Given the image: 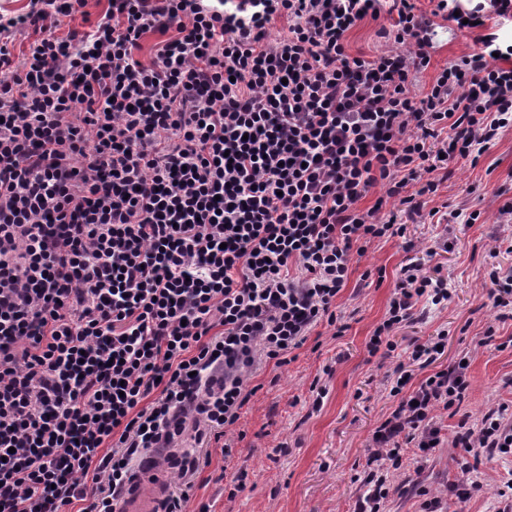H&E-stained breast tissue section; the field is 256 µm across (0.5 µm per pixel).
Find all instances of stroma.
Listing matches in <instances>:
<instances>
[{
  "label": "stroma",
  "mask_w": 512,
  "mask_h": 512,
  "mask_svg": "<svg viewBox=\"0 0 512 512\" xmlns=\"http://www.w3.org/2000/svg\"><path fill=\"white\" fill-rule=\"evenodd\" d=\"M434 67L479 51L472 36L444 21L435 38ZM451 174L438 191L427 196L437 217H423L406 225L404 237L383 239L354 263L349 281L336 300L346 329L315 327L303 347L294 350L287 366L262 364L252 377L258 391L241 411L236 424L244 437L231 456L220 445L210 449V464L196 477L186 504L187 512L209 505L211 512H353L365 488L358 476L370 454L373 429L394 409L383 376L389 366L408 362L407 345L426 341L438 332L447 340L443 355L433 365L415 369V379L468 358L470 388L455 416L438 411L437 423L448 442L460 419L477 420L490 406L512 401V348L497 350V343L512 337V318L499 317L487 306L482 283L489 266L512 270V252L490 257L495 237H512V223L498 221V210L512 203V128L502 129L495 144L477 164L450 162ZM479 213L468 223L470 213ZM447 239L446 250L426 257L424 249L435 238ZM417 261L423 275L448 284L449 302L435 305L423 299L415 321L394 333L397 344L387 361L368 353L367 342L388 310V301L401 266ZM384 269L382 283L360 287L368 270ZM493 330L495 346L481 345L486 330ZM326 391L320 408H313L312 385ZM454 449H433L421 456L407 448L401 469L390 477V496L384 512H420L414 489L423 485L441 494L453 480L457 464ZM248 473L247 488L229 497L222 473ZM477 475L483 494L467 504L469 512H495L497 491L512 476V456L481 462Z\"/></svg>",
  "instance_id": "35a3bbf8"
}]
</instances>
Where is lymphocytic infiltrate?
I'll use <instances>...</instances> for the list:
<instances>
[{
  "instance_id": "1",
  "label": "lymphocytic infiltrate",
  "mask_w": 512,
  "mask_h": 512,
  "mask_svg": "<svg viewBox=\"0 0 512 512\" xmlns=\"http://www.w3.org/2000/svg\"><path fill=\"white\" fill-rule=\"evenodd\" d=\"M489 2L108 0L61 36L87 0H30L0 20V512H119L148 457L175 469L166 512H183L199 448L238 421L258 362L286 366L320 323L344 332L355 259L405 235L391 203L421 216L435 171L477 163L512 126V66L477 31L512 22V0ZM437 17L482 50L416 93ZM368 18L400 51L349 52ZM424 297L450 294L402 266L370 355L395 351ZM384 381L398 404L357 512H382L404 446L440 447L436 413L470 387L459 362ZM452 445L511 456L512 403L461 420ZM107 1L108 0H88V6L85 8V10L89 12L88 21L84 23L79 14L76 15L74 20L64 18L63 24L60 27V33L66 35L69 29L75 27L82 31H88L104 14L108 5Z\"/></svg>"
}]
</instances>
